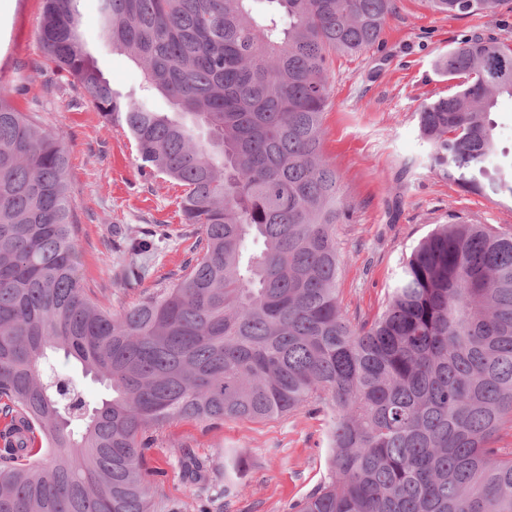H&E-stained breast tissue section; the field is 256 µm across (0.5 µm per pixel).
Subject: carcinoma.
Here are the masks:
<instances>
[{
  "label": "carcinoma",
  "mask_w": 512,
  "mask_h": 512,
  "mask_svg": "<svg viewBox=\"0 0 512 512\" xmlns=\"http://www.w3.org/2000/svg\"><path fill=\"white\" fill-rule=\"evenodd\" d=\"M81 2L44 0L39 45L144 167L184 187L196 252L169 284L102 306L78 273L67 153L0 87V512H163L143 466L153 431L316 402L330 409V476L296 512H512V448L494 447L512 427V233L438 225L370 323L336 295L330 62L375 45L395 0H98L141 97L104 77ZM426 2L474 15L502 0ZM438 66L465 81L418 112L433 165L468 192L512 195L489 166L512 48L466 39ZM60 352L112 396L89 401ZM243 465L224 453V492ZM182 466L192 481L207 470Z\"/></svg>",
  "instance_id": "obj_1"
}]
</instances>
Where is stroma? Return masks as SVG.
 Returning a JSON list of instances; mask_svg holds the SVG:
<instances>
[{
	"label": "stroma",
	"mask_w": 512,
	"mask_h": 512,
	"mask_svg": "<svg viewBox=\"0 0 512 512\" xmlns=\"http://www.w3.org/2000/svg\"><path fill=\"white\" fill-rule=\"evenodd\" d=\"M10 2L0 9V86L58 134L69 158L80 274L100 304L118 310L167 283L192 257L196 237L182 222L183 189L143 168L132 137L46 61L36 37L42 0ZM396 5L378 43L334 56V96L323 115V156L349 211L336 227V293L355 324L383 311L404 259L438 225L467 220L512 232V195L467 192L432 167L417 117L421 104L457 89L436 68L440 56L472 36L512 46V0L480 15L448 16L426 0ZM97 59L113 88L140 89L141 71L126 55L104 50ZM146 227L159 250L130 256L123 242ZM327 419V409L314 404L264 421L166 425L145 451L147 467L162 473L156 495L166 512H293L329 476ZM228 451L247 461L229 493ZM187 454L207 462L206 481L185 477Z\"/></svg>",
	"instance_id": "1"
}]
</instances>
